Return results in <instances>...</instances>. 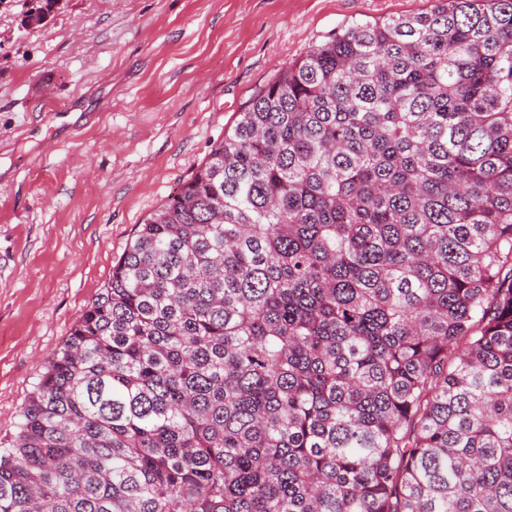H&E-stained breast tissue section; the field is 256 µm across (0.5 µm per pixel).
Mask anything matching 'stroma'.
Listing matches in <instances>:
<instances>
[{"instance_id": "obj_1", "label": "stroma", "mask_w": 512, "mask_h": 512, "mask_svg": "<svg viewBox=\"0 0 512 512\" xmlns=\"http://www.w3.org/2000/svg\"><path fill=\"white\" fill-rule=\"evenodd\" d=\"M431 0H0V439L138 224L336 28Z\"/></svg>"}]
</instances>
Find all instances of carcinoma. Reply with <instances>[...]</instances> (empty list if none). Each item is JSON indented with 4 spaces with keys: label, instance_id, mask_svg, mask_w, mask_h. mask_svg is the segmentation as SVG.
Wrapping results in <instances>:
<instances>
[{
    "label": "carcinoma",
    "instance_id": "carcinoma-1",
    "mask_svg": "<svg viewBox=\"0 0 512 512\" xmlns=\"http://www.w3.org/2000/svg\"><path fill=\"white\" fill-rule=\"evenodd\" d=\"M0 512H512V0L260 89L39 376Z\"/></svg>",
    "mask_w": 512,
    "mask_h": 512
}]
</instances>
